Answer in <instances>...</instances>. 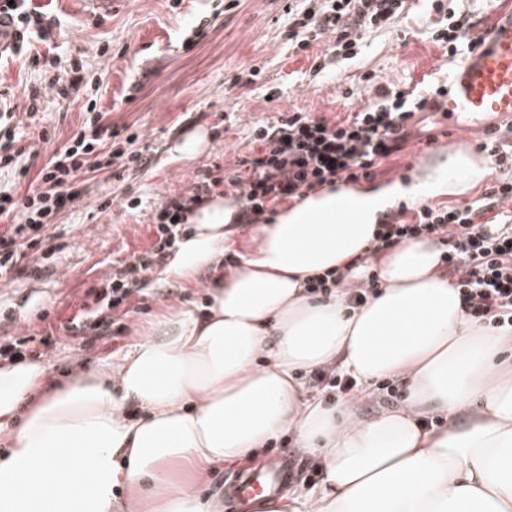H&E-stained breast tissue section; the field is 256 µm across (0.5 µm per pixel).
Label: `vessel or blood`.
I'll use <instances>...</instances> for the list:
<instances>
[{
	"label": "vessel or blood",
	"mask_w": 512,
	"mask_h": 512,
	"mask_svg": "<svg viewBox=\"0 0 512 512\" xmlns=\"http://www.w3.org/2000/svg\"><path fill=\"white\" fill-rule=\"evenodd\" d=\"M492 22L483 44L456 62L450 72L442 109L448 119L445 132L458 130L460 121L495 130L501 118L512 119V0H488ZM288 471L259 466L244 470L236 479L240 504L275 494Z\"/></svg>",
	"instance_id": "b4317fda"
}]
</instances>
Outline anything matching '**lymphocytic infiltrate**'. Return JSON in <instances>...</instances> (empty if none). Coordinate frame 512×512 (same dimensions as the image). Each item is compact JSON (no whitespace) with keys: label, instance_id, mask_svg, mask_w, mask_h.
Returning <instances> with one entry per match:
<instances>
[{"label":"lymphocytic infiltrate","instance_id":"f902f5d3","mask_svg":"<svg viewBox=\"0 0 512 512\" xmlns=\"http://www.w3.org/2000/svg\"><path fill=\"white\" fill-rule=\"evenodd\" d=\"M302 8L288 10V44L305 52L313 44L325 46L310 70L320 74L331 63L355 59L372 32L393 27L407 12L408 0H302ZM430 39L449 57L473 51L484 41L471 16L453 11L447 0H426ZM0 21L12 40L0 49V62L25 58L41 80L24 86L20 96L0 91V173L25 178L23 166L29 146L19 129L30 122L41 141L52 135L42 127L44 103L81 104L85 118L65 144L45 163L36 186L24 195L0 190V285L43 273L35 252L48 249L57 217L79 198L74 189L86 175L115 166H143L142 153L109 150L124 130L106 122L93 99H84L82 60H73L72 78L57 76L47 58L33 49L34 41L48 40L60 24L36 0H0ZM366 103L344 118L330 120L317 113L294 110L272 122L256 124L250 154L239 161L236 173L216 176L198 170L183 194L161 199L152 214L155 240L150 249L124 263L105 286L90 289L94 307L86 316L70 320V332L85 334L88 344L124 334L129 313L140 310L150 292L146 274L164 261L183 234L187 218L207 203L214 188L233 200L235 224H266L282 205L309 191L337 183L373 181L382 163L403 152L407 127L416 113L435 110L448 93L447 83L420 82L407 87L379 84L364 74ZM429 239L438 244L442 269L457 288L465 314L500 333H512V180H497L472 202L461 205L420 203L384 215L373 248L357 256L360 266H371L379 254L401 241Z\"/></svg>","mask_w":512,"mask_h":512}]
</instances>
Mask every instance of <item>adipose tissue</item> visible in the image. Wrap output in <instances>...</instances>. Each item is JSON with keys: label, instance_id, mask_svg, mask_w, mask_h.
<instances>
[{"label": "adipose tissue", "instance_id": "adipose-tissue-1", "mask_svg": "<svg viewBox=\"0 0 512 512\" xmlns=\"http://www.w3.org/2000/svg\"><path fill=\"white\" fill-rule=\"evenodd\" d=\"M489 172L457 150L409 185L309 192L254 230L240 263L230 201L188 217L160 275L212 271L207 304L158 316L145 340L73 382L24 360L0 367V512H210L191 477L254 458L292 432L322 483L259 512H512V365L498 332L471 322L429 241L381 257L376 295L353 307L314 278L366 253L400 201L460 195ZM338 366L408 394L370 419L325 403L301 376ZM446 426L424 429L428 415Z\"/></svg>", "mask_w": 512, "mask_h": 512}]
</instances>
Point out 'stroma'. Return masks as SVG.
I'll list each match as a JSON object with an SVG mask.
<instances>
[{"instance_id": "obj_1", "label": "stroma", "mask_w": 512, "mask_h": 512, "mask_svg": "<svg viewBox=\"0 0 512 512\" xmlns=\"http://www.w3.org/2000/svg\"><path fill=\"white\" fill-rule=\"evenodd\" d=\"M51 5L61 25L40 52L66 61L82 56L86 74L99 79L97 105L109 121L130 125L138 139L125 144L128 152L144 151L142 168H112L90 174L79 205L63 212L52 228L61 252L46 261L42 278H21L0 288V336L50 334L40 359L50 377L74 366L91 371L98 364L123 356L143 339L148 322L166 309L196 302L211 272H202L197 287L153 278L158 295L145 313L127 318L128 330L119 339L85 348L83 336L65 329L87 301L88 289L101 286L124 260L149 249L155 237L151 215L163 196L182 194L195 172L219 165L232 173L249 152L251 125L277 119L295 109L329 119L344 117L347 104H359L361 77L376 73L383 81L409 78L418 82L438 71L442 50L422 35L423 19L412 9L394 28L368 35L361 55L311 75L310 59L288 47L284 21L288 0H238L225 10V0H114L111 10L95 13L84 0H40ZM206 35L191 47L182 42L196 22ZM257 77H250L251 69ZM280 96L267 101V88ZM47 122L56 131L53 142L40 143L26 158L30 174H37L56 148L82 121L80 105L46 104ZM440 117L414 123L406 150L386 161L377 184L408 182L445 161L463 147L477 152L479 131L450 134L446 147L430 149L426 139L435 133ZM206 136L204 148L186 158L174 152L175 143L194 134ZM140 198L137 208L116 204V197ZM49 313L40 321V313Z\"/></svg>"}]
</instances>
